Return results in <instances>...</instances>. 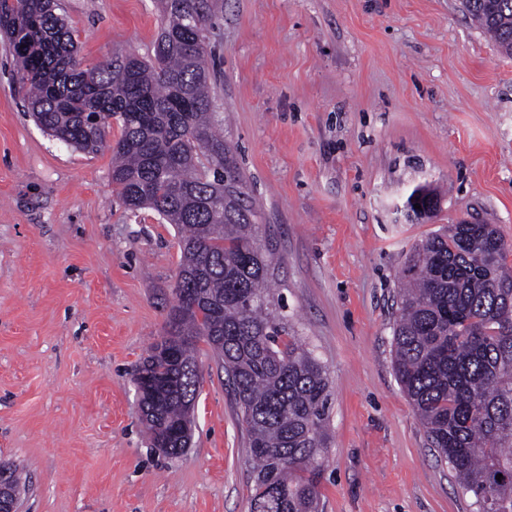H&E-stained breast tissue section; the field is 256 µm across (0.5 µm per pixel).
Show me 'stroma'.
I'll return each instance as SVG.
<instances>
[{"mask_svg": "<svg viewBox=\"0 0 512 512\" xmlns=\"http://www.w3.org/2000/svg\"><path fill=\"white\" fill-rule=\"evenodd\" d=\"M224 136L276 263L275 289L332 382L323 512H476L392 367L409 248L440 226L512 241V56L461 0H213ZM84 67L154 53L155 0H61ZM0 39V459L21 512H250L241 410L205 342L191 444L152 448L134 384L166 335L180 261L125 212L112 154L52 140ZM442 193L407 220L419 184Z\"/></svg>", "mask_w": 512, "mask_h": 512, "instance_id": "stroma-1", "label": "stroma"}]
</instances>
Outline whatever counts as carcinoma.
Returning a JSON list of instances; mask_svg holds the SVG:
<instances>
[{"mask_svg": "<svg viewBox=\"0 0 512 512\" xmlns=\"http://www.w3.org/2000/svg\"><path fill=\"white\" fill-rule=\"evenodd\" d=\"M153 58H77L59 0H0L13 83L49 137L87 154L112 152L125 210L149 208L176 228L181 261L169 330L137 379L151 445L176 434L199 393L196 344L224 368L242 409L254 466L251 512H318L328 445L330 381L271 289L262 225L224 116L211 95L208 0H158ZM468 14L512 56V0H464ZM121 128L112 142V123ZM416 187L407 208L439 203ZM512 243L492 224H450L407 254L392 327L395 376L439 461L477 512H512ZM502 479H496L497 475Z\"/></svg>", "mask_w": 512, "mask_h": 512, "instance_id": "carcinoma-1", "label": "carcinoma"}]
</instances>
